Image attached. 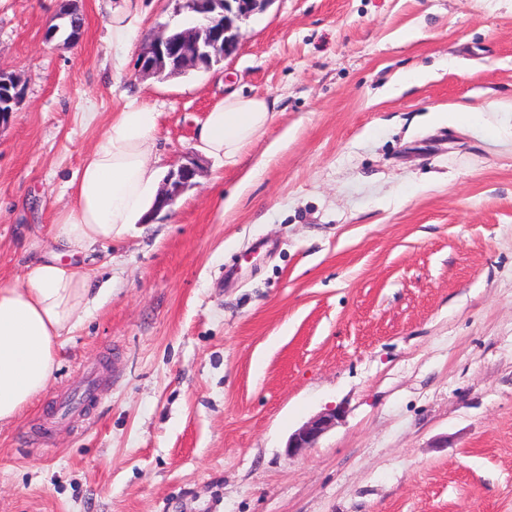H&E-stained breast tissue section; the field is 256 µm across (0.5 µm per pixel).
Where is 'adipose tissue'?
<instances>
[{"mask_svg":"<svg viewBox=\"0 0 512 512\" xmlns=\"http://www.w3.org/2000/svg\"><path fill=\"white\" fill-rule=\"evenodd\" d=\"M104 8L113 44L131 47L143 22L137 0H104ZM277 106L274 99L230 93L200 126V150L234 159L264 133ZM157 118L139 97L109 114L56 214L49 253L28 264L24 284L0 283V422L14 420L47 389L62 336L109 293L86 267L73 263V256L124 239L151 216L161 179Z\"/></svg>","mask_w":512,"mask_h":512,"instance_id":"adipose-tissue-1","label":"adipose tissue"}]
</instances>
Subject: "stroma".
I'll return each mask as SVG.
<instances>
[{"instance_id":"obj_1","label":"stroma","mask_w":512,"mask_h":512,"mask_svg":"<svg viewBox=\"0 0 512 512\" xmlns=\"http://www.w3.org/2000/svg\"><path fill=\"white\" fill-rule=\"evenodd\" d=\"M77 6L69 43L46 37L60 0H0L23 86L0 128L1 283L50 239L101 131L86 110L146 98L166 172L228 92L279 113L96 247L112 292L0 423V512H512V0H273L211 69L145 77L152 34L193 26L184 0H143L123 53L97 0ZM462 107L472 123L433 118ZM87 368L100 396L61 422ZM339 416L340 412L336 411V408L316 416L290 436L287 448L299 451L314 447L319 438L335 424Z\"/></svg>"}]
</instances>
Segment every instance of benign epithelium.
Instances as JSON below:
<instances>
[{"label":"benign epithelium","instance_id":"1","mask_svg":"<svg viewBox=\"0 0 512 512\" xmlns=\"http://www.w3.org/2000/svg\"><path fill=\"white\" fill-rule=\"evenodd\" d=\"M273 0H185V7L194 13L199 25L173 35L158 32L142 48L136 59V71L142 75H179L201 67L211 68L231 55L239 43V22L264 11ZM9 89L0 99V127L9 124L22 97L20 78L0 70V86ZM200 167L193 156L186 163L169 172L158 195V211L174 205L187 188L195 185ZM340 416L332 409L322 413L296 430L288 440V449L299 451L315 446Z\"/></svg>","mask_w":512,"mask_h":512}]
</instances>
